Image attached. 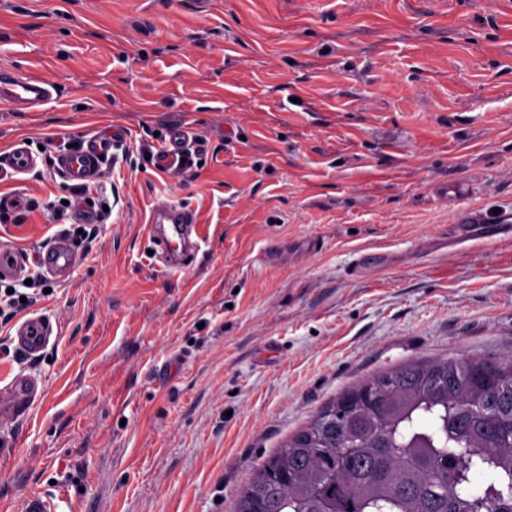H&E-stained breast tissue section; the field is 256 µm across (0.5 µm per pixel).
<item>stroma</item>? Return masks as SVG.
<instances>
[{"label": "stroma", "instance_id": "35a3bbf8", "mask_svg": "<svg viewBox=\"0 0 512 512\" xmlns=\"http://www.w3.org/2000/svg\"><path fill=\"white\" fill-rule=\"evenodd\" d=\"M53 82L0 99V249L33 301L0 322V512H233L254 467L326 402L409 361L512 354V237L455 243L460 206L512 213V0H0V64ZM191 127L186 169L164 137ZM119 138L89 199L112 215L67 277L36 254L77 242L58 151ZM173 203L201 236L151 256ZM63 205L54 219L51 205ZM387 254L363 269L366 252ZM50 321L38 357L18 321ZM189 137L182 134L180 137H175L174 140L170 139L165 141L162 148L158 151L157 165L161 171H170L177 167L184 158L185 147ZM178 140H180L178 142ZM37 396L38 386L31 378L13 377L0 392V422H11L25 415Z\"/></svg>", "mask_w": 512, "mask_h": 512}]
</instances>
